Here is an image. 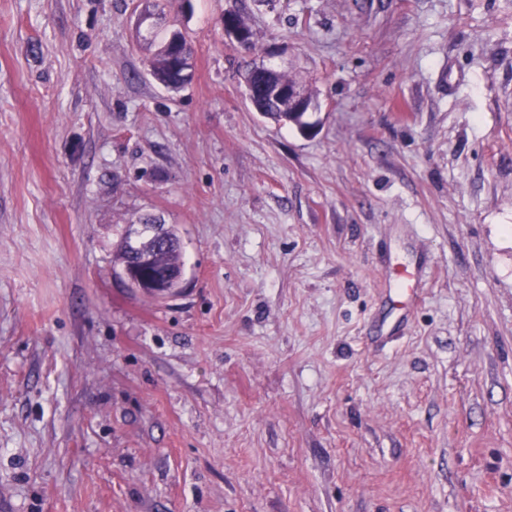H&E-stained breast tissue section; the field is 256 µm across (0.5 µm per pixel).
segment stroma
I'll return each instance as SVG.
<instances>
[{
  "instance_id": "stroma-1",
  "label": "stroma",
  "mask_w": 512,
  "mask_h": 512,
  "mask_svg": "<svg viewBox=\"0 0 512 512\" xmlns=\"http://www.w3.org/2000/svg\"><path fill=\"white\" fill-rule=\"evenodd\" d=\"M228 9L314 134L249 103ZM137 17L0 0V512H512V0ZM146 214L166 300L116 272ZM155 69H157L158 79L163 83V86L172 92L182 89L191 78L190 71L185 72L174 61L164 60L162 67ZM151 219L153 223L151 224L150 240L154 242L156 248L164 247V249H161L157 253L152 267V274H148V276L154 279L156 276L163 277L168 271H184V261L178 229L173 225L168 227V235L170 236L169 244L166 224H163L162 221L154 215H151ZM396 288L399 293L396 300L397 305L402 308H406L413 305L414 302V290L411 286V281L415 278V273L409 271L406 266L397 264L394 269ZM404 296H407L404 298Z\"/></svg>"
}]
</instances>
